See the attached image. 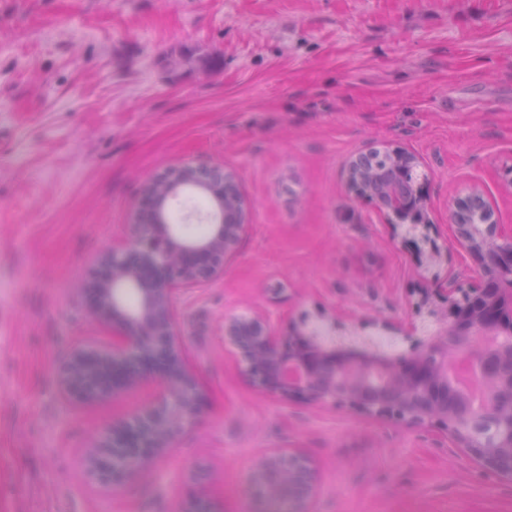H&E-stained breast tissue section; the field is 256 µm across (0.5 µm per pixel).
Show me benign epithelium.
<instances>
[{"instance_id": "7a95c632", "label": "benign epithelium", "mask_w": 512, "mask_h": 512, "mask_svg": "<svg viewBox=\"0 0 512 512\" xmlns=\"http://www.w3.org/2000/svg\"><path fill=\"white\" fill-rule=\"evenodd\" d=\"M372 151L348 159L345 188L416 248L423 281L416 318L359 326L322 311L277 331L268 315L233 316L224 319V339L248 381L272 399L433 425L480 469L512 481V224L497 221L494 202L475 185L452 201L448 239L438 243L420 159L386 146L381 154L389 167L382 171ZM185 189L213 202L209 232L199 238L183 236L167 210ZM248 211L236 172L182 162L144 184L130 238L98 259L91 310L112 323V351L72 350L59 391L91 400L152 381L159 398V407L134 422L112 425V443L102 445L115 494L121 478L152 467L195 422L202 392L183 361L176 300L224 275L244 239ZM450 251L464 260L457 271L448 268ZM386 340L411 346L393 352ZM249 481L261 512L275 499L286 501L289 512H309L317 470L301 452L278 448L260 457Z\"/></svg>"}]
</instances>
